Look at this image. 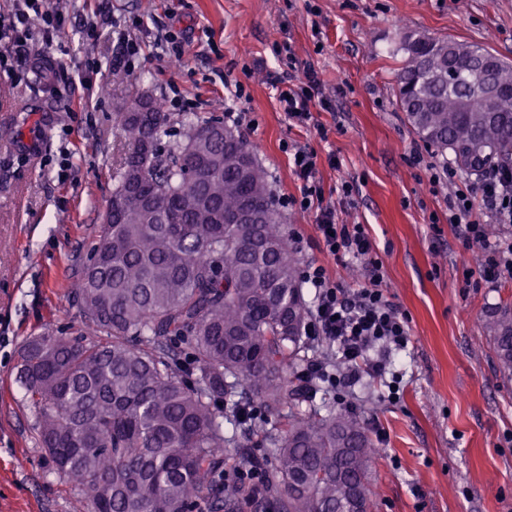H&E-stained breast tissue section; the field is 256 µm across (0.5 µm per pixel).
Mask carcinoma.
Returning a JSON list of instances; mask_svg holds the SVG:
<instances>
[{
  "label": "carcinoma",
  "mask_w": 512,
  "mask_h": 512,
  "mask_svg": "<svg viewBox=\"0 0 512 512\" xmlns=\"http://www.w3.org/2000/svg\"><path fill=\"white\" fill-rule=\"evenodd\" d=\"M397 103L416 135L469 175L512 167V94L479 92L485 48L408 33ZM117 115L131 147L71 288L82 329L20 350L19 382L49 471L79 512H374L372 440L349 412L306 408L294 367L311 311L268 171L234 129ZM153 144L144 156L140 145ZM249 206L253 219L238 216ZM484 330L512 373V309Z\"/></svg>",
  "instance_id": "carcinoma-1"
}]
</instances>
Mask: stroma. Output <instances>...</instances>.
I'll return each mask as SVG.
<instances>
[{"mask_svg":"<svg viewBox=\"0 0 512 512\" xmlns=\"http://www.w3.org/2000/svg\"><path fill=\"white\" fill-rule=\"evenodd\" d=\"M66 15L63 81L15 82L0 71V512H76L74 483L46 471L36 420L16 381L27 337L79 335L71 285L97 241L112 171L127 141L115 120L144 94L170 111L173 94L204 118L246 113L239 134L269 171L277 196H299L287 146L316 155L325 198L341 219L366 225L387 293L410 318L411 343L395 358L400 399L385 384L358 387L351 411L378 453L370 463L375 512H512V376L499 369L483 326L512 307V279L468 288L481 254L448 221L456 185H435L426 152L396 99L394 51L406 33L477 44L512 64V0H48ZM136 18L141 51L110 69L90 112L63 89L89 57L117 54L116 27ZM94 39L81 37L87 21ZM181 36L175 59L154 46ZM315 70L330 110L318 127L290 125L268 72ZM242 97H235L236 88ZM421 151L425 165L410 164ZM69 166H62V157ZM354 183L340 198V181Z\"/></svg>","mask_w":512,"mask_h":512,"instance_id":"stroma-1","label":"stroma"}]
</instances>
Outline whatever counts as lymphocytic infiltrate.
Segmentation results:
<instances>
[{"mask_svg":"<svg viewBox=\"0 0 512 512\" xmlns=\"http://www.w3.org/2000/svg\"><path fill=\"white\" fill-rule=\"evenodd\" d=\"M9 10L0 14V36L8 44L0 51V68L12 78L32 75L56 79L64 66L60 56L69 40L63 13L46 8L45 0H8ZM269 83L289 122L298 126L314 120L313 107L322 104L321 81L308 70L298 76L288 70L272 72ZM292 171L300 183L299 196L280 199L316 213L314 230L322 251L335 262L361 265L364 282L356 289L344 288L327 265L310 261L301 269V280L314 290V306L307 336L328 345L332 359L311 360L303 370L310 386L326 383L331 389L351 392L364 378L382 379L391 370L392 357L411 340L409 317L401 313L383 289V262L378 247L361 224H342L334 204L326 202L318 181L316 156L308 148L290 151ZM448 221L458 225L467 245L484 249L473 287L512 278V241L490 243L482 214L496 223L512 224V170L488 172L476 195L456 194L448 201Z\"/></svg>","mask_w":512,"mask_h":512,"instance_id":"1","label":"lymphocytic infiltrate"}]
</instances>
